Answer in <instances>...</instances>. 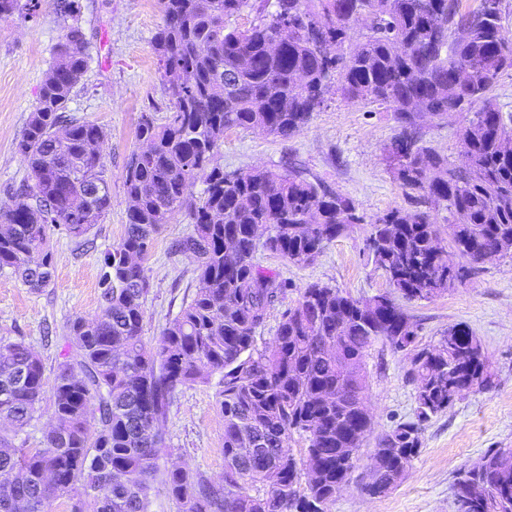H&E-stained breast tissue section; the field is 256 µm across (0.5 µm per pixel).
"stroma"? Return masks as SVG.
Listing matches in <instances>:
<instances>
[{"instance_id": "stroma-1", "label": "stroma", "mask_w": 512, "mask_h": 512, "mask_svg": "<svg viewBox=\"0 0 512 512\" xmlns=\"http://www.w3.org/2000/svg\"><path fill=\"white\" fill-rule=\"evenodd\" d=\"M79 22L90 56L89 66L67 105L68 115L106 128L101 146L112 193V209L94 228L95 247L78 250L70 238L52 239L54 271L39 291L0 272V339L24 340L53 370L68 321L98 310L99 257L124 235V167L138 147L137 127L143 113L164 122L169 102L161 83L152 39L163 22L159 0H79ZM60 0H37L32 17L0 18V207L7 206L6 187L19 184L27 167L17 151L27 117L63 34ZM463 113L422 128L438 152L456 159ZM397 132L392 112L352 102L331 92L311 121L290 137L245 129L225 133L218 160L225 171L255 167L284 173L296 170L353 200L362 223L350 226L305 267L288 264L258 250L256 261L276 271L286 284L256 331V344L272 343L282 311L294 304L300 288L321 282L356 299L389 292L390 285L368 251L370 221L392 209H411L415 200L394 179L387 148ZM192 229L179 214L155 237L146 266L151 290L145 304L143 340L153 344L167 321L194 297L199 281L196 262L170 256V243ZM418 327L420 344L436 343L449 325L470 327L483 347L493 385L457 399L446 411L421 423L420 452L405 479L380 497L363 489L369 479V455L381 434L416 420V392L407 379L409 360L388 341L377 339L366 360L365 402L372 429L358 454L352 479L329 503L327 512H456L453 483L458 472L496 448H512V258L478 266L461 283L430 300L405 302ZM217 383L179 392L163 426L166 446L157 461L158 475L180 464L213 479L224 474V419L216 404Z\"/></svg>"}]
</instances>
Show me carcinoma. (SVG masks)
Returning a JSON list of instances; mask_svg holds the SVG:
<instances>
[{
	"instance_id": "carcinoma-1",
	"label": "carcinoma",
	"mask_w": 512,
	"mask_h": 512,
	"mask_svg": "<svg viewBox=\"0 0 512 512\" xmlns=\"http://www.w3.org/2000/svg\"><path fill=\"white\" fill-rule=\"evenodd\" d=\"M164 23L152 47L170 104L159 123L141 115L137 138L150 145L125 165L124 236L100 256L99 312L67 325L53 378L24 341L0 344V512H49L64 497L69 512H149L160 425L182 388L219 376L224 417V476L215 481L183 466L168 470L165 490L179 512H326L336 486L371 432L363 409L366 357L382 338L408 356L416 421L382 435L370 456V495L403 481L420 450V424L474 387L492 386L477 337L463 324L435 344L417 342V326L387 294L360 301L311 283L286 308L270 346L256 330L285 284L255 262L258 248L305 267L350 224L362 221L352 200L296 171L224 172V133L250 129L287 137L326 101L332 76L349 100L393 112L398 136L414 148L390 151L399 185L435 198L448 212L459 257L477 264L485 251L512 256V128L493 91L512 70V33L503 0L465 9L462 0H160ZM257 13L246 30L232 25ZM65 27L17 149L28 178L0 210V272L33 289L52 280L51 237L93 244L94 226L112 208L100 125L63 110L88 68L76 14ZM354 26L363 29L344 45ZM324 38L333 59L315 51ZM473 110L453 162L423 139L427 121ZM204 177L200 197L191 193ZM193 224L170 255H191L201 284L162 329L143 342L151 288L145 262L155 235L177 213ZM367 247L403 299L428 300L469 271L448 262L428 211L376 216ZM268 227L263 242L256 228ZM52 416L41 448L15 437L35 419L46 386ZM307 442L304 456L292 436ZM455 483L483 485L459 512H512V448L485 454Z\"/></svg>"
}]
</instances>
